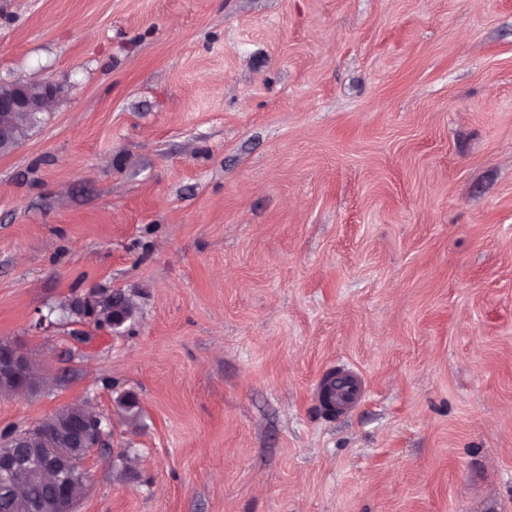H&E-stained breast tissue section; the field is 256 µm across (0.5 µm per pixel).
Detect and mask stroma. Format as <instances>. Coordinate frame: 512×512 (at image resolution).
<instances>
[{
	"label": "stroma",
	"mask_w": 512,
	"mask_h": 512,
	"mask_svg": "<svg viewBox=\"0 0 512 512\" xmlns=\"http://www.w3.org/2000/svg\"><path fill=\"white\" fill-rule=\"evenodd\" d=\"M34 78L0 432L104 417L79 512H512V0H0ZM116 290L119 331L70 310ZM128 298L122 293L112 294V307L108 308V312H112V320L110 325L112 329H117L123 326L127 322V318H131L135 312V303L129 299L126 305V315L124 312V301ZM32 365L29 357L14 343L0 342V378L12 381V394H23L32 389V385L26 378L28 369ZM331 373L333 376L322 379L318 395L319 403L325 413L334 415L356 409L367 394V386L362 374L347 364L336 365V369ZM336 374L342 380L339 388H334L330 384Z\"/></svg>",
	"instance_id": "obj_1"
}]
</instances>
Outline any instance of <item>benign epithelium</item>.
<instances>
[{
  "mask_svg": "<svg viewBox=\"0 0 512 512\" xmlns=\"http://www.w3.org/2000/svg\"><path fill=\"white\" fill-rule=\"evenodd\" d=\"M56 90L41 83L38 88L28 81H18L8 85H0V149H14L18 145L17 130L21 119L32 121L36 115L46 110ZM127 297L122 293L112 294L111 326L117 329L127 322L124 312V301ZM32 366L29 357L20 351L12 342H0V378L9 379L13 383V393L23 394L31 389L26 378ZM44 435L49 437L60 448L61 457L56 464L43 467L42 480L48 484L55 481L56 469L68 467L76 472L85 473L83 459L86 453L99 446L105 440L106 431L99 415H90L79 405L74 412L55 420L51 427L44 428Z\"/></svg>",
  "mask_w": 512,
  "mask_h": 512,
  "instance_id": "1",
  "label": "benign epithelium"
}]
</instances>
